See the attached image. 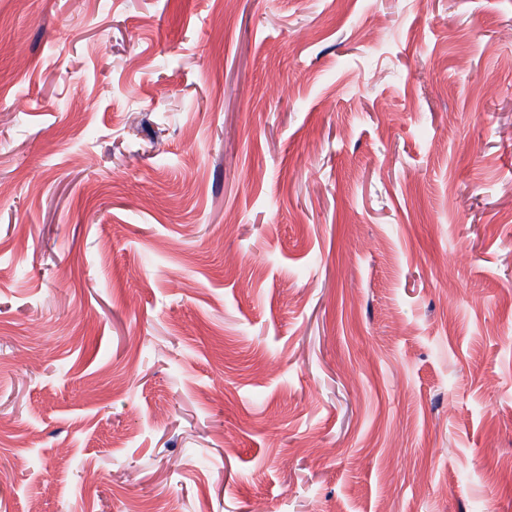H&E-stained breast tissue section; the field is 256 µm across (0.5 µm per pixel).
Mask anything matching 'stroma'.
I'll list each match as a JSON object with an SVG mask.
<instances>
[{"label":"stroma","mask_w":512,"mask_h":512,"mask_svg":"<svg viewBox=\"0 0 512 512\" xmlns=\"http://www.w3.org/2000/svg\"><path fill=\"white\" fill-rule=\"evenodd\" d=\"M512 512V0H0V512Z\"/></svg>","instance_id":"1"}]
</instances>
